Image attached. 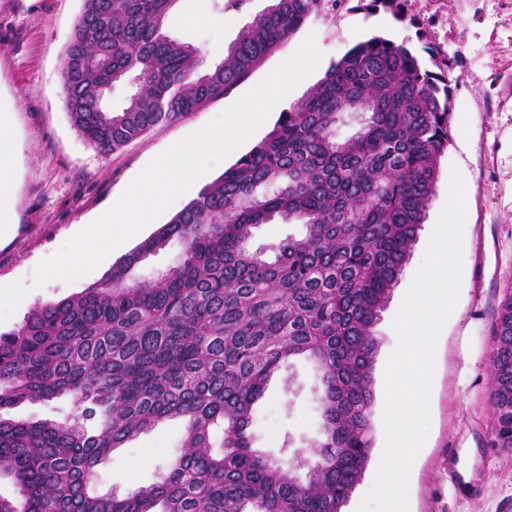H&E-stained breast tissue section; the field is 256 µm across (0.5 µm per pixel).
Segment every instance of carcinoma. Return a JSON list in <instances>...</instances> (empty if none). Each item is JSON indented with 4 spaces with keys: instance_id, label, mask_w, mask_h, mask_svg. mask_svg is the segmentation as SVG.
Listing matches in <instances>:
<instances>
[{
    "instance_id": "carcinoma-1",
    "label": "carcinoma",
    "mask_w": 512,
    "mask_h": 512,
    "mask_svg": "<svg viewBox=\"0 0 512 512\" xmlns=\"http://www.w3.org/2000/svg\"><path fill=\"white\" fill-rule=\"evenodd\" d=\"M174 2L83 0L63 87L72 125L103 154L226 94L324 0H272L202 72L200 50L165 31ZM426 52L428 64L379 36L354 46L99 281L0 332V473L17 487L0 512H343L373 445L374 327L449 142L448 59ZM112 81L130 84L119 111L102 98ZM346 115L359 129L341 140ZM293 222L305 234L274 256L250 246L260 225ZM174 243L172 265L135 277ZM492 332V444L511 452L512 293ZM300 357L319 372L322 425L313 451L284 465L248 429L270 379ZM61 398L78 409L65 423L5 417ZM172 419L185 434L161 482L88 492L113 449Z\"/></svg>"
}]
</instances>
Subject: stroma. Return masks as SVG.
I'll return each instance as SVG.
<instances>
[{
  "label": "stroma",
  "mask_w": 512,
  "mask_h": 512,
  "mask_svg": "<svg viewBox=\"0 0 512 512\" xmlns=\"http://www.w3.org/2000/svg\"><path fill=\"white\" fill-rule=\"evenodd\" d=\"M270 0H246L241 9L220 10L217 0H176L167 19L169 35L202 49L207 63L224 50ZM82 0H0V99L8 102L21 144L15 163L16 229L0 240V281H23L31 290L11 319V329L36 303L56 302L97 282L119 258L109 252L82 278L35 285L38 265L57 240L90 223L124 186L177 139L205 126L258 85L315 34L323 57L291 93L298 101L332 62L373 36L401 39L415 52L437 48L447 56L453 89L448 147L439 160L435 194L412 254L375 326L373 448L361 482L345 512L370 489L384 448L382 413L385 369L398 344L393 319L420 267L446 202L451 168L465 185L462 279L459 298L436 347L430 394V426L409 478V512H512V453L491 445L493 409L490 358L496 310L512 288V0H407L403 15L362 0H325L303 26L269 53L224 96L178 122L162 124L122 149L99 153L72 126L65 107L61 61ZM318 379L303 358L284 367L255 406L253 447L275 460L291 458L318 435ZM183 425L161 424L114 449L98 466L91 486L102 495L128 494L160 481L180 452ZM476 472L484 486L471 499L448 478V451Z\"/></svg>",
  "instance_id": "1"
}]
</instances>
